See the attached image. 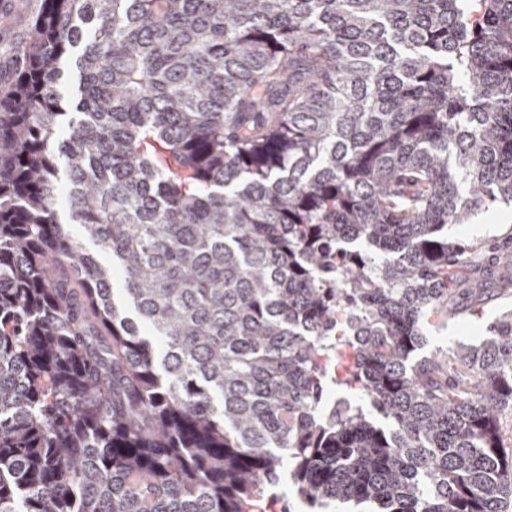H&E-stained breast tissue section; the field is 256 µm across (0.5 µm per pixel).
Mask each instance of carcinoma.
Segmentation results:
<instances>
[{"instance_id": "carcinoma-1", "label": "carcinoma", "mask_w": 512, "mask_h": 512, "mask_svg": "<svg viewBox=\"0 0 512 512\" xmlns=\"http://www.w3.org/2000/svg\"><path fill=\"white\" fill-rule=\"evenodd\" d=\"M40 2L0 88V512H293L284 476L505 512L512 313L422 352L512 282L448 239L512 202V0ZM482 300L463 302V314L448 319L444 330L431 328L428 333L429 345L425 352L437 346L453 347L455 344H477L489 335V326L495 323L504 312L512 310V284L508 287L486 288Z\"/></svg>"}]
</instances>
